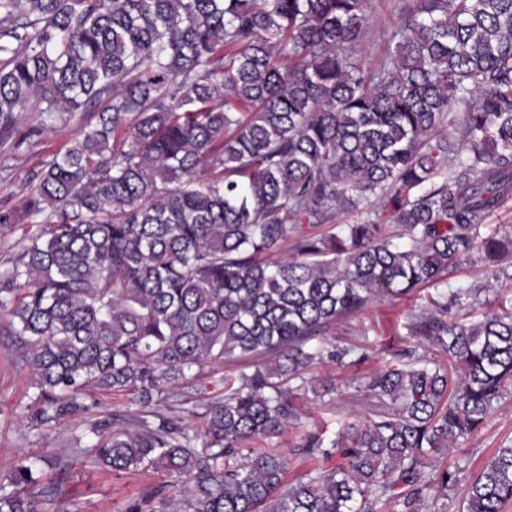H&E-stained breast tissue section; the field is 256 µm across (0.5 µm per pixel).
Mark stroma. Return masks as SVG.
I'll return each instance as SVG.
<instances>
[{"label": "stroma", "instance_id": "obj_1", "mask_svg": "<svg viewBox=\"0 0 512 512\" xmlns=\"http://www.w3.org/2000/svg\"><path fill=\"white\" fill-rule=\"evenodd\" d=\"M395 2L373 0L369 28L360 47L363 58L374 61L383 52L388 35L397 23ZM95 119L92 112H75L65 121H48L38 112L23 113L17 133L9 141L0 143V212L22 211L36 173L52 161L84 125ZM485 271L484 260L480 255H473L469 263L449 276L442 288H423L402 298L385 297L323 336L325 351L353 344L361 348L365 358L349 368L337 366L328 359L314 365L311 376L333 381L335 393L309 398L302 406L303 414L296 426L267 439V446L287 456L288 482L298 481L316 465L313 457L300 450L306 435L330 436L344 421L383 411L384 406L377 399L356 393L349 385L350 380L370 375L385 364L399 362L401 351L417 343L407 329L412 315L429 308L431 297L437 296L439 291L468 288L475 279L484 277ZM35 396L29 369L17 356L12 336L1 331L0 474L7 473L21 457L27 456L36 461L42 481L49 483L58 476L59 459L70 462L62 493L44 502L45 512H122L127 504L141 500L158 487L164 488L166 496H175L176 489L165 473L112 472L92 462L89 446L94 437L88 432L89 424L126 416L127 397L94 392L98 406L92 409L86 421L45 429L28 424L26 420ZM511 440L512 391L497 404L484 428L449 449L448 458L474 473L493 456L496 448Z\"/></svg>", "mask_w": 512, "mask_h": 512}]
</instances>
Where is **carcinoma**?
<instances>
[{
	"label": "carcinoma",
	"mask_w": 512,
	"mask_h": 512,
	"mask_svg": "<svg viewBox=\"0 0 512 512\" xmlns=\"http://www.w3.org/2000/svg\"><path fill=\"white\" fill-rule=\"evenodd\" d=\"M371 0H0V140L21 113L95 112L41 169L24 216L40 229L0 266V310L37 389L27 420L129 397L97 463L180 482L183 512H420L463 470L442 461L512 388V308L431 300L411 335L434 350L355 390L390 411L308 436L323 465L286 485L253 443L297 424L311 345L377 299L436 287L512 241L488 220L512 199V0H398L375 62ZM379 207L366 208L370 198ZM360 213L354 224L343 214ZM258 359L170 407L197 367ZM332 463L327 468L325 464ZM61 491L23 457L0 512ZM512 501V443L467 480L459 512Z\"/></svg>",
	"instance_id": "obj_1"
}]
</instances>
